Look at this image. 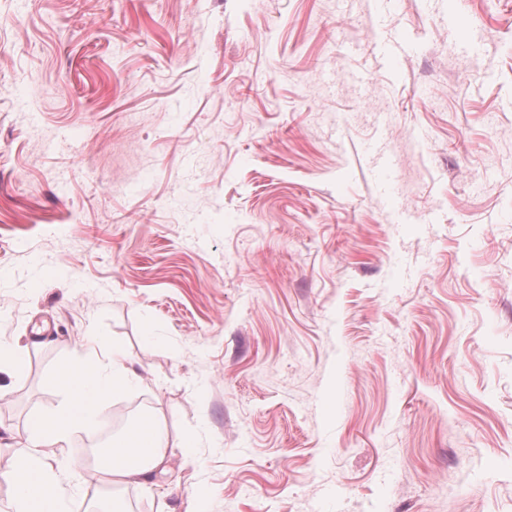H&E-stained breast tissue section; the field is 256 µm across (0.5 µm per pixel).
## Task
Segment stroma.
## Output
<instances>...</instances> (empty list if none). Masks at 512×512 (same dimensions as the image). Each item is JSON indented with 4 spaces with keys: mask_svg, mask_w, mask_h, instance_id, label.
I'll list each match as a JSON object with an SVG mask.
<instances>
[{
    "mask_svg": "<svg viewBox=\"0 0 512 512\" xmlns=\"http://www.w3.org/2000/svg\"><path fill=\"white\" fill-rule=\"evenodd\" d=\"M458 11L0 0V470L93 336L168 461L68 512H512V0ZM21 350L7 343H0V376L12 379L21 365Z\"/></svg>",
    "mask_w": 512,
    "mask_h": 512,
    "instance_id": "obj_1",
    "label": "stroma"
}]
</instances>
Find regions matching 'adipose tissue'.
<instances>
[{
  "mask_svg": "<svg viewBox=\"0 0 512 512\" xmlns=\"http://www.w3.org/2000/svg\"><path fill=\"white\" fill-rule=\"evenodd\" d=\"M136 378L119 347L100 350L89 340L79 344L77 356L56 369V380L67 394L66 401L34 423L29 448L16 456L9 470L0 471V481L14 489L5 512H62L61 482L70 468L63 464L50 466L49 449L63 447L76 427L96 423L99 401L121 396ZM166 457L167 438L162 425L148 416L133 433L109 440L96 473L113 487L132 481L144 484Z\"/></svg>",
  "mask_w": 512,
  "mask_h": 512,
  "instance_id": "obj_1",
  "label": "adipose tissue"
}]
</instances>
